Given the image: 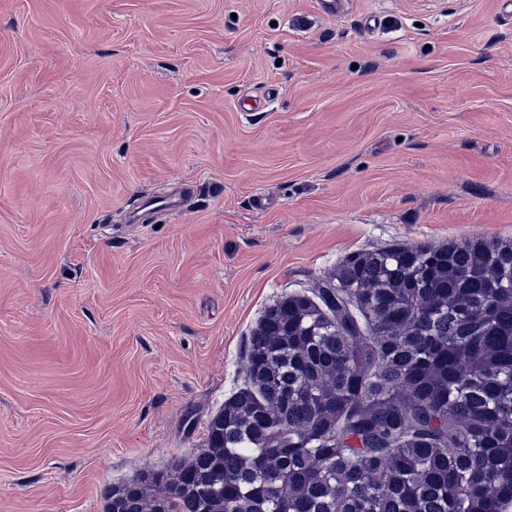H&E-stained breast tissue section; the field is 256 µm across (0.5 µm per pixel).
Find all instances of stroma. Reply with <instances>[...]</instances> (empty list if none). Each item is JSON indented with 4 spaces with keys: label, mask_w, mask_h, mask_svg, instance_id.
Instances as JSON below:
<instances>
[{
    "label": "stroma",
    "mask_w": 512,
    "mask_h": 512,
    "mask_svg": "<svg viewBox=\"0 0 512 512\" xmlns=\"http://www.w3.org/2000/svg\"><path fill=\"white\" fill-rule=\"evenodd\" d=\"M475 237L512 238V0H0V512H107L266 307Z\"/></svg>",
    "instance_id": "35a3bbf8"
}]
</instances>
